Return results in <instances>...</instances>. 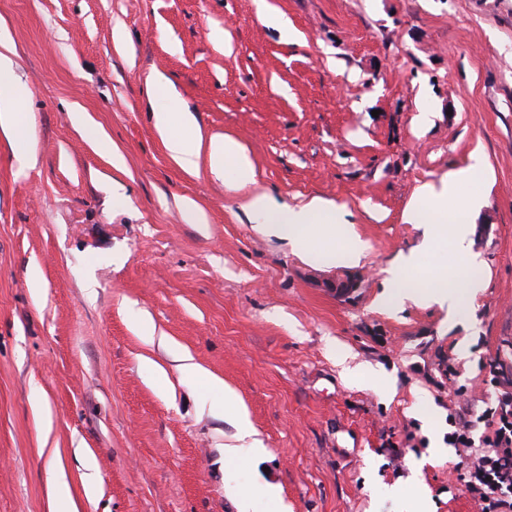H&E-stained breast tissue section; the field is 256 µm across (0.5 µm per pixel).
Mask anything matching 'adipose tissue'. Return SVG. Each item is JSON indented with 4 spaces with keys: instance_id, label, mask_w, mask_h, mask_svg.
<instances>
[{
    "instance_id": "obj_1",
    "label": "adipose tissue",
    "mask_w": 512,
    "mask_h": 512,
    "mask_svg": "<svg viewBox=\"0 0 512 512\" xmlns=\"http://www.w3.org/2000/svg\"><path fill=\"white\" fill-rule=\"evenodd\" d=\"M26 91L14 77L10 58L0 55V130L14 139L26 138V116L19 105ZM155 126L172 157L184 168L198 166L207 156L216 176H229V186L243 191L242 209L256 221L260 233L288 242L302 255L321 253L325 259L356 265L369 245L332 201L313 198L299 207L275 201L259 187L245 146L235 137L203 138L191 113L169 105L154 114ZM485 163L480 153L470 155L467 168L449 176L440 186L423 185L406 214L411 224L426 227L420 249L399 253L384 270L382 304L390 310L405 305L438 306L456 320L480 286L472 271L478 266L471 250V213L478 196L465 194V185L481 180Z\"/></svg>"
}]
</instances>
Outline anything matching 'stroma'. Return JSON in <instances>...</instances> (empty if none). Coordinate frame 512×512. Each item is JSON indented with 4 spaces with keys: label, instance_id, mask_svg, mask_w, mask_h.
<instances>
[{
    "label": "stroma",
    "instance_id": "35a3bbf8",
    "mask_svg": "<svg viewBox=\"0 0 512 512\" xmlns=\"http://www.w3.org/2000/svg\"><path fill=\"white\" fill-rule=\"evenodd\" d=\"M0 54L34 153L0 134V512H56L61 479L76 512H479L456 470L483 446L450 436L494 405L492 365L512 382V0H0ZM157 74L279 203L343 206L367 257L259 235L242 192L170 155ZM476 150V325L387 310L384 268L423 240L409 205ZM180 352L260 449L225 456L233 410Z\"/></svg>",
    "mask_w": 512,
    "mask_h": 512
}]
</instances>
